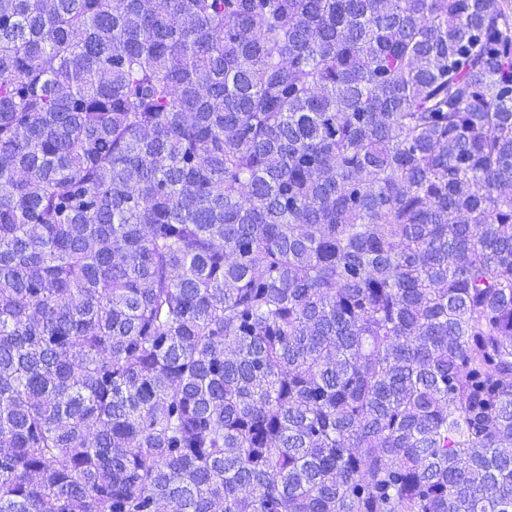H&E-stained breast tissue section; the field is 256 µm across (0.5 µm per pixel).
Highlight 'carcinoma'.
I'll list each match as a JSON object with an SVG mask.
<instances>
[{"label":"carcinoma","instance_id":"obj_1","mask_svg":"<svg viewBox=\"0 0 512 512\" xmlns=\"http://www.w3.org/2000/svg\"><path fill=\"white\" fill-rule=\"evenodd\" d=\"M0 512H512V0H0Z\"/></svg>","mask_w":512,"mask_h":512}]
</instances>
